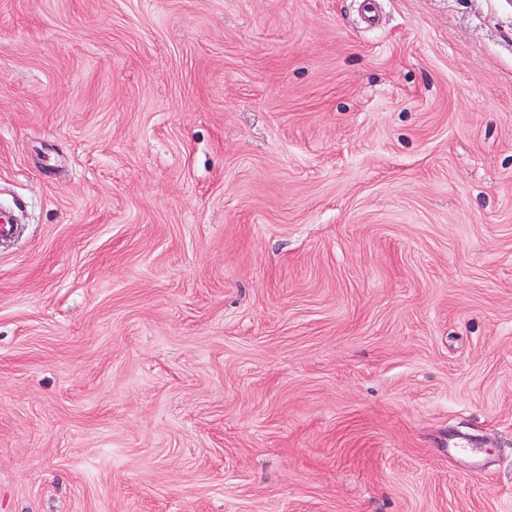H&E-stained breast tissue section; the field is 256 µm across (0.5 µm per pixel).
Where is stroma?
I'll return each mask as SVG.
<instances>
[{
	"label": "stroma",
	"instance_id": "35a3bbf8",
	"mask_svg": "<svg viewBox=\"0 0 512 512\" xmlns=\"http://www.w3.org/2000/svg\"><path fill=\"white\" fill-rule=\"evenodd\" d=\"M0 0V512H512V0Z\"/></svg>",
	"mask_w": 512,
	"mask_h": 512
}]
</instances>
